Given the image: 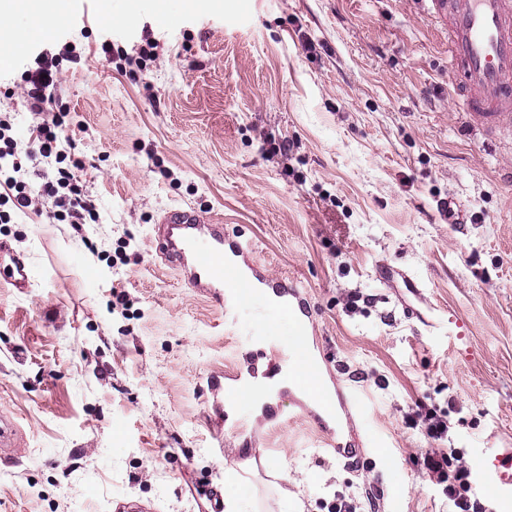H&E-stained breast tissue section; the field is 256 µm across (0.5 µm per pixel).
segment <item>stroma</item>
<instances>
[{
  "mask_svg": "<svg viewBox=\"0 0 512 512\" xmlns=\"http://www.w3.org/2000/svg\"><path fill=\"white\" fill-rule=\"evenodd\" d=\"M38 15L0 0L13 52L0 110L16 113L39 52L55 54V93L77 145L78 175L100 220L73 228L27 211L0 224V512H212L217 494L265 504L278 472L302 478L300 512L337 494L363 512H448L421 456L438 447L424 415L448 424L470 496L492 498L479 467L512 448V137L465 127L451 108L448 42L428 0H44ZM157 45L141 78L101 49ZM13 97H3L4 89ZM457 199L471 221L453 223ZM221 215L224 235L254 236L270 275L306 287L312 349L328 385L358 410L324 425L302 391L288 423L228 434L219 382L246 368L258 325L236 329L156 253L167 209ZM32 270L7 283L13 261ZM418 279L385 285L381 267ZM464 325L448 334V315ZM372 459L346 468L327 434ZM244 442L267 465L225 479Z\"/></svg>",
  "mask_w": 512,
  "mask_h": 512,
  "instance_id": "35a3bbf8",
  "label": "stroma"
}]
</instances>
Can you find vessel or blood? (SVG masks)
Returning a JSON list of instances; mask_svg holds the SVG:
<instances>
[{"mask_svg":"<svg viewBox=\"0 0 512 512\" xmlns=\"http://www.w3.org/2000/svg\"><path fill=\"white\" fill-rule=\"evenodd\" d=\"M432 16L448 37V57L456 78L454 107L481 122L488 131L512 128V0H430ZM159 253L173 264L188 287L212 296L235 327L244 304H264L263 287L283 297L279 311L288 317L289 335H307L306 308L295 280L272 279L246 236L228 240L224 226L177 208L166 212L156 230ZM289 386L310 384L309 397L327 416L336 415L342 399L326 384L315 352L296 345L280 354ZM494 497L512 500V450L481 461Z\"/></svg>","mask_w":512,"mask_h":512,"instance_id":"1","label":"vessel or blood"}]
</instances>
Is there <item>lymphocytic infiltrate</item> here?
<instances>
[{"mask_svg":"<svg viewBox=\"0 0 512 512\" xmlns=\"http://www.w3.org/2000/svg\"><path fill=\"white\" fill-rule=\"evenodd\" d=\"M35 64L25 78L26 104L33 117L26 147H19L13 137L11 113H0V224L11 223L15 212L39 207L47 199L55 205L54 223H96L99 214L77 175L75 145L64 135L65 115L55 108L54 91L60 83L57 64L42 53ZM424 465L427 475L442 485L452 512H483L482 504L467 496L468 470L449 472L447 449L427 452Z\"/></svg>","mask_w":512,"mask_h":512,"instance_id":"obj_1","label":"lymphocytic infiltrate"}]
</instances>
